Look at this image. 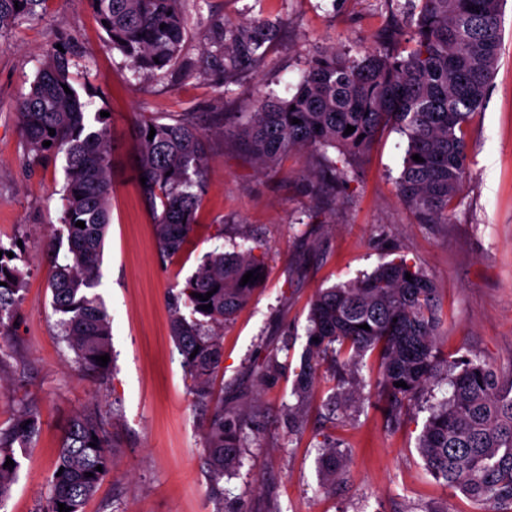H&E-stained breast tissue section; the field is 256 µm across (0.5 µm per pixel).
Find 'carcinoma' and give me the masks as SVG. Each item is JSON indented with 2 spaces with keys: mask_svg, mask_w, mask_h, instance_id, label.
Listing matches in <instances>:
<instances>
[{
  "mask_svg": "<svg viewBox=\"0 0 512 512\" xmlns=\"http://www.w3.org/2000/svg\"><path fill=\"white\" fill-rule=\"evenodd\" d=\"M46 0H0V32L41 17ZM104 28L109 46L132 67L154 74L175 62L188 28L186 0H86ZM504 0H405L401 18L389 31L395 46L360 59L332 51L310 59L296 92L288 98L262 97L253 111L240 114L225 133L244 141L261 169L274 171L293 149H337L349 162L361 158L379 130L397 127L408 139L397 182L401 199L422 224H446L466 173L468 145L463 128L483 109L503 45ZM410 29V46L400 38ZM277 31L259 20L224 23L212 32L224 80L265 58ZM69 88L68 94L64 88ZM88 103L70 81L66 55L45 52L30 90L16 103L29 154L36 161L65 156L62 217L69 258L49 275L52 306L62 315L61 332L77 361L101 374L109 370L96 357L112 354V321L98 295L99 262L110 219L112 151L108 128H88ZM297 118L301 123L294 124ZM355 127L349 135L347 126ZM55 135H49V129ZM153 139H148L150 129ZM137 176L146 177L141 193L148 202L161 255L179 253L200 207V187L208 138L188 117L160 122L135 118ZM50 146H43V142ZM423 161L416 162L413 155ZM85 222V228L75 226ZM13 248L0 243V338L9 335L4 320L16 317L22 279ZM264 273L250 251L214 253L190 276L180 295L198 318L176 316L173 336L186 378L200 400L223 355L216 327H224L261 283L245 285L247 272ZM412 279H406V275ZM213 292L207 311L191 293ZM437 287L424 271L397 257L361 278L321 291L313 301L307 328L306 358L296 391L314 386L325 356L346 366L377 352L380 370L376 404L392 417L416 402L441 371L451 394L432 404L419 436L426 471L475 502L512 504V377L504 380L481 361L448 362L439 355L436 336L444 324ZM367 324L370 330L360 328ZM318 338L319 342L312 341ZM403 381L407 387H397ZM245 418L219 405L208 428V460L222 475L239 464ZM38 433L32 405L22 402L11 424L0 429V508L21 469V456ZM95 446H90V443ZM14 467H5L6 459ZM102 471H97V466ZM321 465L328 483L346 473L347 462L328 448ZM93 476L87 477L85 473ZM112 473L108 421L95 411L72 416L65 428L44 512H84L86 501Z\"/></svg>",
  "mask_w": 512,
  "mask_h": 512,
  "instance_id": "obj_1",
  "label": "carcinoma"
}]
</instances>
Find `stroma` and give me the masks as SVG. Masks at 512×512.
Returning <instances> with one entry per match:
<instances>
[{
    "label": "stroma",
    "instance_id": "35a3bbf8",
    "mask_svg": "<svg viewBox=\"0 0 512 512\" xmlns=\"http://www.w3.org/2000/svg\"><path fill=\"white\" fill-rule=\"evenodd\" d=\"M395 0H189L180 58L152 75L135 73L86 0H47L39 20L0 34V243L21 242L25 272L16 324L0 343V427L20 401L37 408L39 432L0 512H42L63 430L78 412L110 424L112 474L85 512H480L436 481L418 453L431 404L451 389L438 378L418 404L389 418L375 409L378 361L367 354L335 392L330 364L308 393L295 391L310 305L323 289L405 256L433 279L445 316L437 344L449 361L477 359L512 375V0L504 44L486 102L464 128L468 170L444 224L419 223L396 180L407 138L379 135L356 167L337 149H298L277 172L261 170L223 115L251 111L255 98L291 96L311 55L333 47L360 58L382 51ZM275 23L263 66L227 90L202 55L223 22ZM65 48L72 83L91 112L109 114L113 143L111 218L96 289L112 318V366H80L61 337L48 275L68 255L61 224L63 157L31 161L15 104L28 92L46 50ZM162 122L191 115L211 137L197 223L182 251L161 259L151 211L130 161L136 114ZM347 184L329 190V168ZM252 251L266 278L223 328V358L210 400L190 390L172 336L175 298L213 252ZM341 407L329 415L327 403ZM247 417L241 461L224 476L207 464L206 429L216 399ZM348 460L345 479L326 486L321 450Z\"/></svg>",
    "mask_w": 512,
    "mask_h": 512
}]
</instances>
